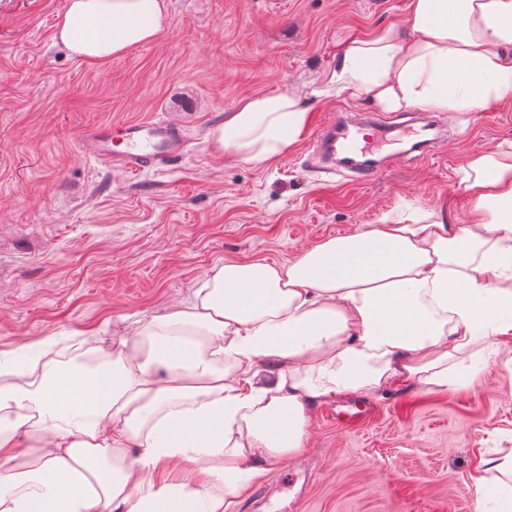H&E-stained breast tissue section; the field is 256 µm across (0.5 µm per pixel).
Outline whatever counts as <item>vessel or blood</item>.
I'll return each mask as SVG.
<instances>
[{"instance_id":"obj_1","label":"vessel or blood","mask_w":512,"mask_h":512,"mask_svg":"<svg viewBox=\"0 0 512 512\" xmlns=\"http://www.w3.org/2000/svg\"><path fill=\"white\" fill-rule=\"evenodd\" d=\"M397 126L416 135L413 151L423 157L432 152L438 140L437 124L432 117L418 113L410 114L403 122L375 113H332L318 125L310 149L324 172L351 182H365L378 174L384 162L357 159L358 140ZM79 143L101 165L125 174L170 168L190 151V140L182 126L169 120L94 125L81 132Z\"/></svg>"}]
</instances>
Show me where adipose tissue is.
Here are the masks:
<instances>
[{
  "mask_svg": "<svg viewBox=\"0 0 512 512\" xmlns=\"http://www.w3.org/2000/svg\"><path fill=\"white\" fill-rule=\"evenodd\" d=\"M166 20V0H67L57 36L99 65ZM336 82L386 112L511 101L512 0H411L405 26L353 41ZM307 126L286 90L246 100L211 140L261 166ZM463 172V223L430 211L285 265L225 262L96 366L20 344L0 366V512H233L267 463L305 452L315 404L397 382L444 390L456 355L512 343V140Z\"/></svg>",
  "mask_w": 512,
  "mask_h": 512,
  "instance_id": "adipose-tissue-1",
  "label": "adipose tissue"
}]
</instances>
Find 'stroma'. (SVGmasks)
<instances>
[{
  "label": "stroma",
  "instance_id": "obj_1",
  "mask_svg": "<svg viewBox=\"0 0 512 512\" xmlns=\"http://www.w3.org/2000/svg\"><path fill=\"white\" fill-rule=\"evenodd\" d=\"M159 35L92 66L57 39L66 0H0V361L79 334L132 335L186 299L224 260L285 264L321 240L409 209L463 221L471 153L512 139V102L447 116L437 152L370 182L308 163L309 139L256 167L210 140L226 113L292 88L317 122L370 106L328 91L350 42L403 24L410 0H166ZM172 119L189 155L163 171L103 169L84 128ZM473 383H399L310 411L308 451L272 462L236 512H498L479 503L480 459L512 456V356L487 349Z\"/></svg>",
  "mask_w": 512,
  "mask_h": 512
}]
</instances>
